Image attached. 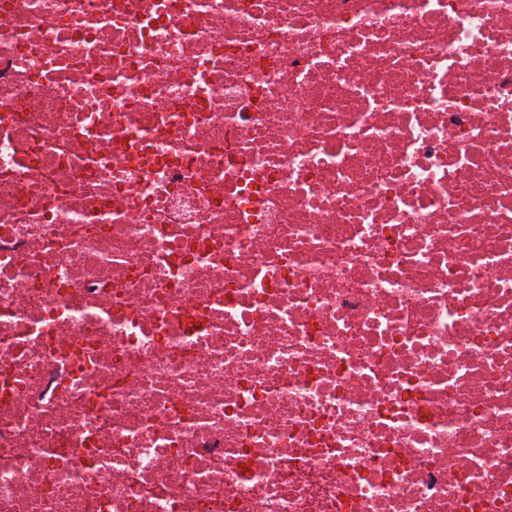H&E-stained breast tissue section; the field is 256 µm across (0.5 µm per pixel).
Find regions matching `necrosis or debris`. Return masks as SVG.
Returning a JSON list of instances; mask_svg holds the SVG:
<instances>
[{
    "label": "necrosis or debris",
    "instance_id": "4bbe7bcc",
    "mask_svg": "<svg viewBox=\"0 0 512 512\" xmlns=\"http://www.w3.org/2000/svg\"><path fill=\"white\" fill-rule=\"evenodd\" d=\"M0 512H512V0H0Z\"/></svg>",
    "mask_w": 512,
    "mask_h": 512
}]
</instances>
